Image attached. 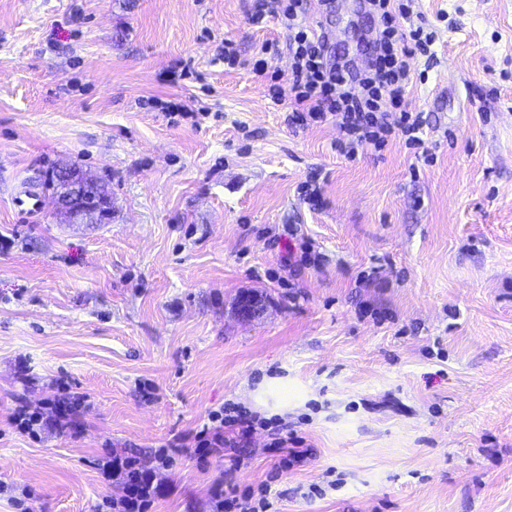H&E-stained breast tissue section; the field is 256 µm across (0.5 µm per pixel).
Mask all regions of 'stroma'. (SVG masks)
Segmentation results:
<instances>
[{
    "label": "stroma",
    "instance_id": "obj_1",
    "mask_svg": "<svg viewBox=\"0 0 512 512\" xmlns=\"http://www.w3.org/2000/svg\"><path fill=\"white\" fill-rule=\"evenodd\" d=\"M252 7L0 0V512L25 489L34 512H95L120 493L100 482L108 448L152 457L227 401L313 455L277 471L261 428L239 468L181 453L152 512H213L218 481L271 482L277 512H512V0H412L436 33L406 94L428 161L396 139L350 160L335 124L291 127L250 67L274 46L289 88L287 33ZM310 20L364 66L357 0ZM227 39L241 66L217 60ZM64 165L107 183L109 221H60ZM22 181L46 199L28 220ZM297 237L321 262L285 283ZM62 383L87 397L80 438L11 425Z\"/></svg>",
    "mask_w": 512,
    "mask_h": 512
}]
</instances>
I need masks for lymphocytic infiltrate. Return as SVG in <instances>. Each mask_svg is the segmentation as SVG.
I'll return each mask as SVG.
<instances>
[{"label":"lymphocytic infiltrate","instance_id":"lymphocytic-infiltrate-1","mask_svg":"<svg viewBox=\"0 0 512 512\" xmlns=\"http://www.w3.org/2000/svg\"><path fill=\"white\" fill-rule=\"evenodd\" d=\"M365 10L376 23V38L364 69H344L332 55L327 32L317 31L307 21L308 0H258L250 16L253 26L279 18L288 31L292 56L290 123L299 127L334 122L339 133L336 149L355 158L359 149L380 150L390 140L404 141L408 148L425 151L427 119L423 113L407 111L405 93L411 82L409 60L414 54L430 55L432 33L411 26L409 11L395 0H364ZM78 402L60 400L52 417L40 409L19 407L11 421L19 432L38 439L46 429L70 437L81 434L75 420ZM259 419L235 403L211 411L206 425L193 437L197 460L228 458L234 465L244 462L243 450L250 443ZM272 453L281 458V468L301 464L311 451L285 424L269 420ZM174 461L167 449H159L152 460L125 451H109L99 465L104 482L119 484V496H104L96 512H150L162 489L156 481L159 469ZM271 488L241 492L236 487L215 484L211 488L215 512H275Z\"/></svg>","mask_w":512,"mask_h":512}]
</instances>
